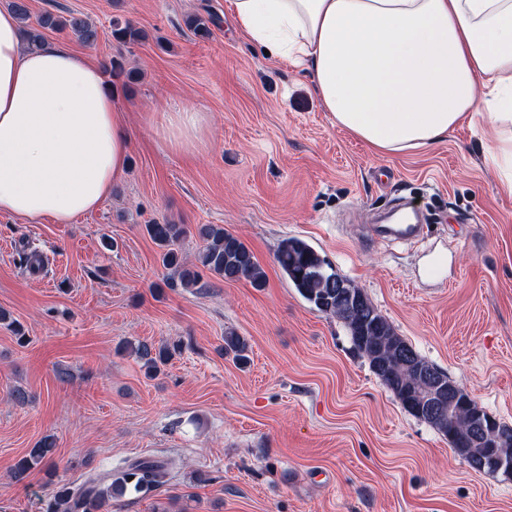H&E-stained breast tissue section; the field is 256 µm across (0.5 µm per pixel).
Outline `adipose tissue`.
<instances>
[{
    "label": "adipose tissue",
    "mask_w": 512,
    "mask_h": 512,
    "mask_svg": "<svg viewBox=\"0 0 512 512\" xmlns=\"http://www.w3.org/2000/svg\"><path fill=\"white\" fill-rule=\"evenodd\" d=\"M248 39L309 75L336 125L377 152L444 140L475 112L512 128V0H231ZM0 10V214L73 223L125 173L131 133L99 66L65 42L22 48ZM198 112L169 117L180 151Z\"/></svg>",
    "instance_id": "1"
}]
</instances>
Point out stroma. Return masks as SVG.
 I'll use <instances>...</instances> for the list:
<instances>
[{
  "instance_id": "35a3bbf8",
  "label": "stroma",
  "mask_w": 512,
  "mask_h": 512,
  "mask_svg": "<svg viewBox=\"0 0 512 512\" xmlns=\"http://www.w3.org/2000/svg\"><path fill=\"white\" fill-rule=\"evenodd\" d=\"M29 7L90 18L95 61L124 55L134 79L116 95L131 147L111 195L74 223L0 215V512H45L44 471L17 480L13 468L48 435L59 477L74 484L110 460L168 459L163 486L114 499L112 512H512V473L471 468L410 414L343 323L275 261L282 240L307 241L512 427V197L483 160L494 130L466 121L434 148L379 154L332 123L308 76L250 42L229 0ZM195 14L211 15L209 38L188 28ZM115 16L146 40L118 45ZM184 109L207 119L188 153L160 130ZM398 197L427 214L423 242L370 232L372 213ZM165 221L188 225L177 249L191 259L204 246L197 226H224L252 250L265 286L211 277L156 293L167 271L145 227ZM28 244L45 261L40 275L26 267ZM228 330L247 339V365L224 355ZM126 343L179 350L150 378Z\"/></svg>"
}]
</instances>
